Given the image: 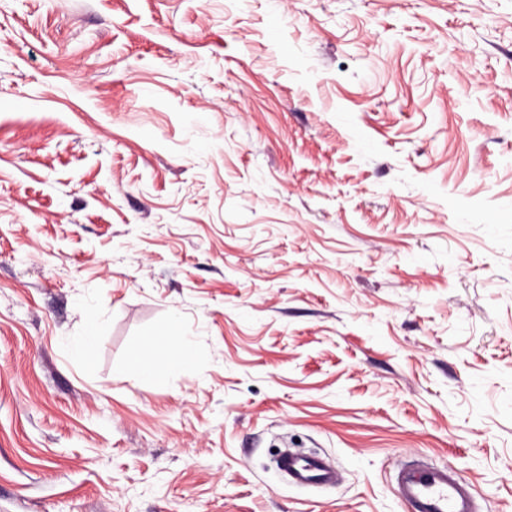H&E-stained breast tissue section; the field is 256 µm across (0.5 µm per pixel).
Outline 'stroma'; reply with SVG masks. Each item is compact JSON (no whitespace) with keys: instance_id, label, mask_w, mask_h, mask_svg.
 I'll return each instance as SVG.
<instances>
[{"instance_id":"35a3bbf8","label":"stroma","mask_w":512,"mask_h":512,"mask_svg":"<svg viewBox=\"0 0 512 512\" xmlns=\"http://www.w3.org/2000/svg\"><path fill=\"white\" fill-rule=\"evenodd\" d=\"M413 462L512 512V0H0V512H407ZM176 340L182 341L184 348L180 351L173 349V343ZM147 345L154 349L155 359L146 360L140 356H133L129 366L151 386L162 384L172 369L185 368L189 364V356L184 352L188 346L183 337L179 336L175 320L165 332L150 338ZM279 469L299 485H330L336 483V473L325 468L319 458H300L289 454L278 463Z\"/></svg>"}]
</instances>
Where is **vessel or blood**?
I'll return each mask as SVG.
<instances>
[{
  "mask_svg": "<svg viewBox=\"0 0 512 512\" xmlns=\"http://www.w3.org/2000/svg\"><path fill=\"white\" fill-rule=\"evenodd\" d=\"M280 470L299 485H330L335 472L325 468L319 458L282 457ZM396 493L410 512H475L471 485L460 480L448 468L418 464L399 471Z\"/></svg>",
  "mask_w": 512,
  "mask_h": 512,
  "instance_id": "1",
  "label": "vessel or blood"
}]
</instances>
